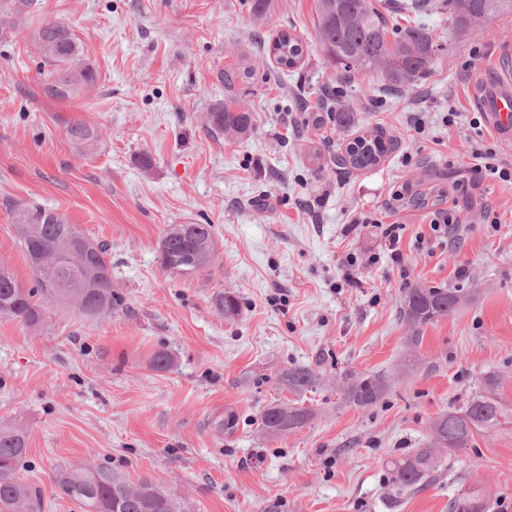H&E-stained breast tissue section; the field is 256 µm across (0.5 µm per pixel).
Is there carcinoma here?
<instances>
[{
    "mask_svg": "<svg viewBox=\"0 0 512 512\" xmlns=\"http://www.w3.org/2000/svg\"><path fill=\"white\" fill-rule=\"evenodd\" d=\"M33 0H0V29L32 14ZM273 9V0H251L250 12L261 26ZM448 14L458 28L471 27L497 14H512V0H448ZM318 42L329 61L348 79L359 70L379 68L391 85L400 90L413 83L431 63L438 46L422 25H408L389 30L383 14L373 0H318L316 10ZM33 38L45 63L51 67L44 93L53 99L70 100L94 87L96 75L84 58L83 50L68 27L57 21L40 20L33 28ZM284 71L295 69L307 46L286 30L263 45ZM251 67L224 69L227 101L209 113L210 130L245 136L254 128V113L233 95L236 84L251 79ZM71 143L86 150L100 138L99 128L83 121L68 126ZM395 140L381 131H364L345 144L342 152L329 156L346 173L372 169L395 149ZM18 231L25 260L35 274V286L24 288L10 271L0 267V316L21 322L29 328L43 320L46 303L75 306L86 316L105 317L124 310V300L112 289V279L96 282L100 267H110L108 248L89 239L76 225L45 208L19 212ZM88 241L90 250L80 254L79 240ZM36 255L49 260L41 265ZM215 257L211 224H172L159 244L160 264L168 272L192 274ZM461 295L445 288H411L400 306L408 325L418 329L453 313ZM216 308L226 318L238 315L239 301L231 294L216 296ZM311 367L294 365L280 373L282 389L303 393L316 384ZM387 388L382 374L354 376L347 379L344 398L360 409L375 405ZM314 413L297 403H272L260 416V430L282 436L303 428ZM512 427V405L503 400L496 380L483 376L477 389L459 408L442 413L433 422L427 447L392 462L395 483L408 490H420L438 475L436 452L439 448L456 451L466 448L474 435ZM28 451L27 435L21 429H0V512H35L40 506V492L21 477ZM58 487L64 495L80 502L85 512H185L179 497L149 478L131 486L104 467L82 473L63 472ZM489 512V499L474 492H463L449 503V512Z\"/></svg>",
    "mask_w": 512,
    "mask_h": 512,
    "instance_id": "obj_1",
    "label": "carcinoma"
}]
</instances>
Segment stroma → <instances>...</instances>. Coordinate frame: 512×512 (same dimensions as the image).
<instances>
[{
    "instance_id": "1",
    "label": "stroma",
    "mask_w": 512,
    "mask_h": 512,
    "mask_svg": "<svg viewBox=\"0 0 512 512\" xmlns=\"http://www.w3.org/2000/svg\"><path fill=\"white\" fill-rule=\"evenodd\" d=\"M433 2L419 21L440 49L401 94L374 70L340 78L316 41L315 0H276L263 30L250 0H34L33 19L63 23L84 45L89 99L45 95L30 22L0 35V266L32 286L15 209L49 208L108 244L126 305L94 320L55 303L35 329L0 317V428L28 435L23 477L41 512H84L57 479L97 466L151 478L187 512H448L463 491L512 512L511 429L438 449L424 490L399 495L391 482L392 460L428 443L478 377L495 375L512 403V188L470 172L476 143L512 154L490 127L474 129L471 93L512 46V16L463 31ZM282 29L307 45L290 73L256 44ZM240 62L256 70L239 92L255 128L212 133L222 74ZM329 92L355 128L395 136L379 167L315 169L310 143L351 130L324 112ZM77 121L101 130L86 154L66 135ZM449 209L453 243L430 227ZM394 220L400 266L378 229ZM171 224L213 225V264L163 270ZM409 288H452L463 301L414 343L399 314ZM227 291L240 302L232 319L215 306ZM160 351L168 370L152 366ZM293 365L319 376L301 396L314 417L271 438L257 419L293 401L278 381ZM374 373L387 377L380 402L347 404L346 377Z\"/></svg>"
}]
</instances>
